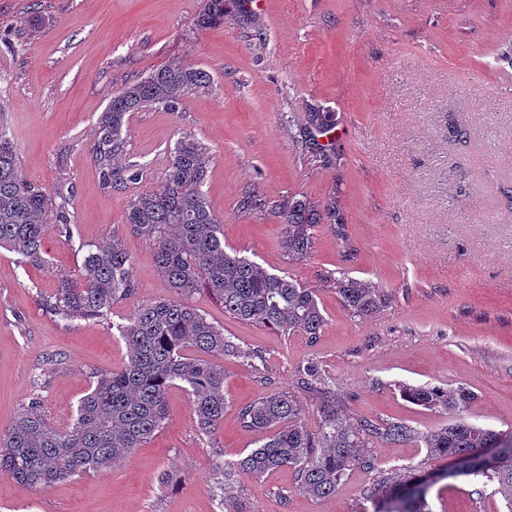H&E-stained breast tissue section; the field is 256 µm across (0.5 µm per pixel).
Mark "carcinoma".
Here are the masks:
<instances>
[{
  "instance_id": "carcinoma-1",
  "label": "carcinoma",
  "mask_w": 512,
  "mask_h": 512,
  "mask_svg": "<svg viewBox=\"0 0 512 512\" xmlns=\"http://www.w3.org/2000/svg\"><path fill=\"white\" fill-rule=\"evenodd\" d=\"M226 0H205L197 24H224ZM211 75L171 61L147 77L124 85L98 116L92 154L103 185L118 188L141 178L137 165L120 166L128 116L147 107L174 109L193 90H203ZM306 126L323 136L332 125L327 115L307 113ZM210 150L192 135L180 137L160 183L128 205L125 223L152 245L157 267L171 289L167 299L138 305L118 328L128 361L118 371L97 375L92 389L77 405L71 426L54 427L39 397L30 399L6 430L0 431V474L31 489L97 473L149 443L167 420L166 396L180 382L192 396L200 430L214 433L224 422V366L217 359L239 358L265 380L273 368L262 352L244 349L224 335V327L208 319L186 299L199 288L224 306V313L283 333L311 339L321 334L325 318L316 293L296 280L268 272L262 265L224 249L222 221L210 209L202 191ZM70 198H53L19 171L15 149L0 127V248L23 262L44 266V242L52 229L70 234ZM283 232L280 246L290 260L307 258L315 227L336 223V208L318 207L296 194L279 207ZM133 257L118 243L88 246L75 278L60 279L53 294L42 298L47 312L62 320L107 318L112 304L135 293ZM336 294L353 314L371 315L383 304L370 284L342 275L333 279ZM205 354L191 358L187 348ZM301 393L319 401L318 420L303 423L304 405L293 393L273 391L243 407L242 427L258 432V446L242 459L224 464L256 476L288 467L295 472L296 490L315 499L336 493L347 473L373 469L376 459L365 452L377 442L422 443L435 460L469 457L458 475H481L498 484L512 508V431L497 432L472 423L466 409L472 394L464 387H400L404 400L451 415V422L419 433L408 424L354 419L336 397L318 364L294 368ZM500 448L497 462L480 461L478 451ZM418 473L381 477L370 494L371 512H429L428 487Z\"/></svg>"
}]
</instances>
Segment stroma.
Returning a JSON list of instances; mask_svg holds the SVG:
<instances>
[{
	"label": "stroma",
	"instance_id": "obj_1",
	"mask_svg": "<svg viewBox=\"0 0 512 512\" xmlns=\"http://www.w3.org/2000/svg\"><path fill=\"white\" fill-rule=\"evenodd\" d=\"M203 6L0 0V126L22 174L72 198V233L49 235L48 265L0 249V429L35 394L66 426L97 374L126 363L118 325L169 297L151 246L124 219L186 133L215 154L202 191L225 247L314 290L325 326L314 339L276 332L233 319L199 291L192 305L276 363L274 385L224 360L228 404L215 434L199 430L188 391L172 386L167 423L145 447L42 491L0 475V512H222L227 494L248 512H367L378 473L434 468L424 447L381 444L377 471L354 469L320 500L296 491L288 468L261 478L238 469L218 484L215 466L258 439L240 409L273 388L296 392L293 370L306 362L322 366L354 417L424 432L446 415L405 401L400 386H463L474 394L472 422L512 429V0H229L223 25L209 30L196 23ZM173 60L207 70L211 86L176 110L133 113L121 161L143 177L104 188L91 151L100 112L124 84ZM313 108L334 124L323 163L302 142ZM251 191L270 209H241ZM295 194L335 202L345 227L340 236L319 226L302 262L282 250L274 209ZM112 240L134 258L135 295L101 322L48 314L42 297L78 270L84 246ZM339 271L388 303L352 316L329 284ZM428 500L432 512H507L481 476L441 480Z\"/></svg>",
	"mask_w": 512,
	"mask_h": 512
}]
</instances>
